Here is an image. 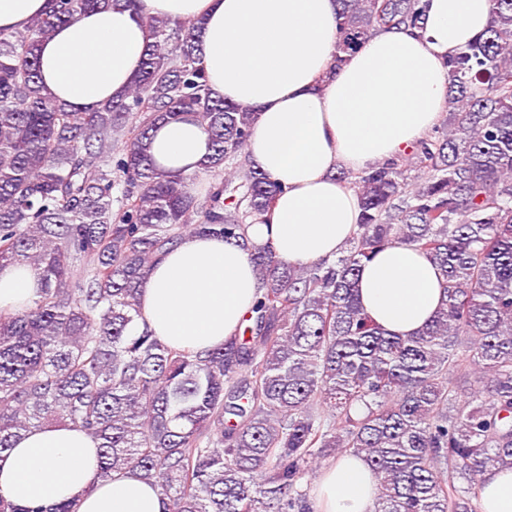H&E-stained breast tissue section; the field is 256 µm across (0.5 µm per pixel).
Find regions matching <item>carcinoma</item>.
<instances>
[{"label": "carcinoma", "instance_id": "cac0c4a2", "mask_svg": "<svg viewBox=\"0 0 512 512\" xmlns=\"http://www.w3.org/2000/svg\"><path fill=\"white\" fill-rule=\"evenodd\" d=\"M118 2L138 0H49L0 32V268L41 282L32 307L0 314V458L31 428L72 426L98 442L96 482L136 473L165 512H314L300 480L349 452L380 478L374 512H482L481 475L512 469V0H491L488 30L450 60L417 182L398 160L355 174L343 255L303 266L248 242L282 187L244 153L254 114L207 85L201 21L150 19L120 99L82 112L44 91L43 40ZM336 2L338 65L379 29L423 20L421 0ZM188 112L212 153L172 179L151 132ZM187 234L240 241L262 283L244 333L204 353L140 320L151 263ZM394 244L429 256L446 296L409 336L359 301L362 264ZM0 512L76 509L0 497Z\"/></svg>", "mask_w": 512, "mask_h": 512}]
</instances>
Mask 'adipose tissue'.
<instances>
[{
  "mask_svg": "<svg viewBox=\"0 0 512 512\" xmlns=\"http://www.w3.org/2000/svg\"><path fill=\"white\" fill-rule=\"evenodd\" d=\"M417 28H383L343 64L335 0H139L103 7L55 30L39 47L42 84L59 102L93 110L138 75L148 21L203 19L209 88L255 114L246 151L283 187L271 215L247 228L249 247L185 236L154 264L141 311L156 336L206 351L244 328L259 295L250 246H272L304 265L333 260L359 221L354 189L337 170L361 172L407 155L446 110L448 61L488 27L490 0H422ZM211 142L195 115L158 123L151 153L178 179L197 172ZM40 282L26 267L0 269V312L31 307ZM362 308L390 332L410 334L443 303L436 265L406 246L364 263ZM97 443L70 426L33 428L0 459V497L16 505L75 501L78 512H163L157 488L135 474L95 483ZM379 478L358 456L324 465L315 512H373ZM482 512H512V470H489Z\"/></svg>",
  "mask_w": 512,
  "mask_h": 512,
  "instance_id": "ef3b65f1",
  "label": "adipose tissue"
}]
</instances>
